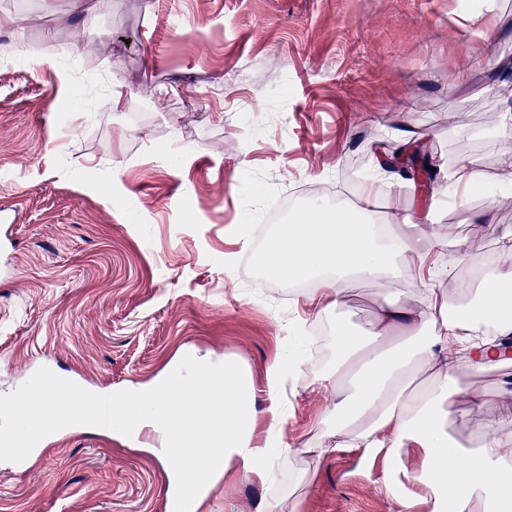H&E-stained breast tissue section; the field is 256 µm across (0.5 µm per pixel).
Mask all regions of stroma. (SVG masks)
<instances>
[{
    "label": "stroma",
    "mask_w": 512,
    "mask_h": 512,
    "mask_svg": "<svg viewBox=\"0 0 512 512\" xmlns=\"http://www.w3.org/2000/svg\"><path fill=\"white\" fill-rule=\"evenodd\" d=\"M95 44L109 55L92 69L83 48ZM504 59L512 0H0V208L19 214L15 250L0 254V403L39 397L54 376L97 398L194 348L247 368L262 436L266 371L281 362L287 459L269 488L218 482L200 512H395L378 485L384 456L317 454L334 396L315 379L332 360L303 356L294 322L307 293L256 281L244 259L252 231L305 208L310 187L354 203L352 159L369 176L400 138L426 141L438 169L466 153L495 173L512 155V128L485 122ZM146 85L164 89L148 109ZM459 112L472 117L463 136ZM392 208L434 214L480 257L512 228V206L481 195L455 210L399 188L377 198ZM486 210L493 222L475 223ZM374 288L352 281L323 333L340 319L370 331ZM507 376L512 364L459 376L445 403L458 444L475 447L479 422L506 414ZM473 389L487 394L475 414ZM180 465L112 429H51L23 462L0 455V512H168Z\"/></svg>",
    "instance_id": "35a3bbf8"
}]
</instances>
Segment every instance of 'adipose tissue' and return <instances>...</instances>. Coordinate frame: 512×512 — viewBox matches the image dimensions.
Masks as SVG:
<instances>
[{
	"label": "adipose tissue",
	"mask_w": 512,
	"mask_h": 512,
	"mask_svg": "<svg viewBox=\"0 0 512 512\" xmlns=\"http://www.w3.org/2000/svg\"><path fill=\"white\" fill-rule=\"evenodd\" d=\"M396 179L376 164L353 205L309 208L278 225L269 243L271 269L291 280L317 278L309 303L318 317L340 306L349 280L379 283L371 335L337 321L336 363L319 377L336 387L328 415L342 448L384 455V488L415 481L426 489L431 512H512V425L483 429L478 447L466 448L451 439L444 407L459 374L504 362L500 339L512 335V229L497 240V263L486 266L450 226L415 222L400 209L376 212L377 196L391 195ZM479 192L511 197L512 163L490 177L478 157L449 161L431 197L462 206ZM396 224L405 226L402 236L391 234ZM445 245L457 260L441 273L428 259ZM420 374L427 385L410 389ZM255 396L244 368L186 350L150 382L113 393L112 413L122 419L127 443L159 459L183 457L169 478V496L198 512L222 478L244 475L263 487L275 479L288 414L276 407L265 437L257 438ZM71 420L94 425L91 397L51 393L26 425L41 436L47 423ZM412 448L422 453L415 470L406 461Z\"/></svg>",
	"instance_id": "1"
}]
</instances>
